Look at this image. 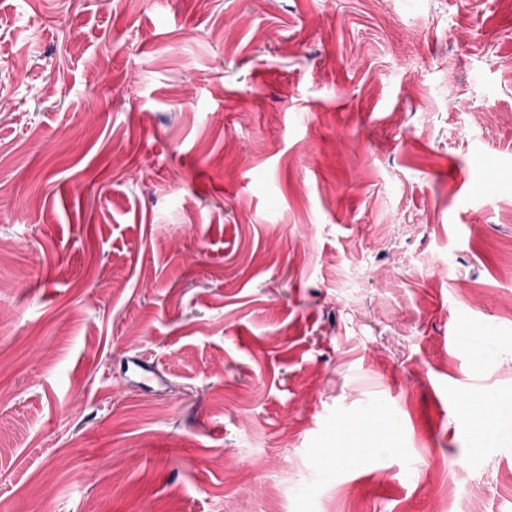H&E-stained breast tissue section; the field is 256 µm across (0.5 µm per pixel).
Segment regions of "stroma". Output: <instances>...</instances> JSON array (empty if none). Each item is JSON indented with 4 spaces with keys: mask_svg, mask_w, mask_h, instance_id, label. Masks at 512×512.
<instances>
[{
    "mask_svg": "<svg viewBox=\"0 0 512 512\" xmlns=\"http://www.w3.org/2000/svg\"><path fill=\"white\" fill-rule=\"evenodd\" d=\"M510 256L512 0H0V512H512Z\"/></svg>",
    "mask_w": 512,
    "mask_h": 512,
    "instance_id": "35a3bbf8",
    "label": "stroma"
}]
</instances>
